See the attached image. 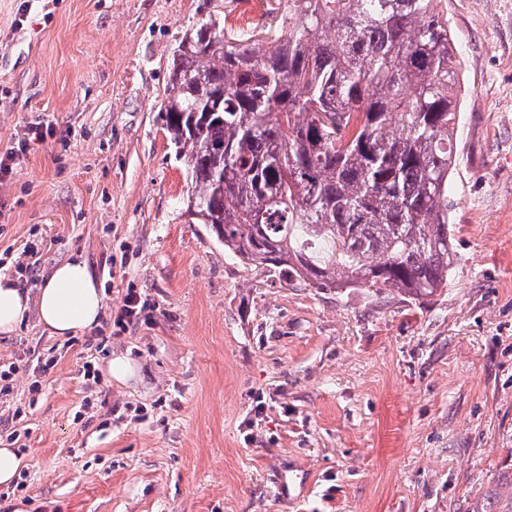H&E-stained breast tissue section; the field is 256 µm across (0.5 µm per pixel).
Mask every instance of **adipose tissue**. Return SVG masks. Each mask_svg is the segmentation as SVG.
Instances as JSON below:
<instances>
[{
  "label": "adipose tissue",
  "instance_id": "obj_1",
  "mask_svg": "<svg viewBox=\"0 0 512 512\" xmlns=\"http://www.w3.org/2000/svg\"><path fill=\"white\" fill-rule=\"evenodd\" d=\"M104 295L87 261L76 255L53 267L37 296H29L0 275V333L7 334L37 312L39 322L55 336H72L98 325Z\"/></svg>",
  "mask_w": 512,
  "mask_h": 512
}]
</instances>
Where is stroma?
I'll return each instance as SVG.
<instances>
[{"label": "stroma", "instance_id": "1", "mask_svg": "<svg viewBox=\"0 0 512 512\" xmlns=\"http://www.w3.org/2000/svg\"><path fill=\"white\" fill-rule=\"evenodd\" d=\"M439 7L456 261L419 302L255 270L188 215L161 110L204 0H0V152L43 134L0 179V275L33 296L78 252L106 315L130 283L153 307L106 343L0 334V512H512V0ZM22 464V457L14 448L4 445L0 448V483L6 484L12 481Z\"/></svg>", "mask_w": 512, "mask_h": 512}]
</instances>
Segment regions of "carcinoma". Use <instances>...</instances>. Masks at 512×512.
I'll use <instances>...</instances> for the list:
<instances>
[{
	"instance_id": "carcinoma-1",
	"label": "carcinoma",
	"mask_w": 512,
	"mask_h": 512,
	"mask_svg": "<svg viewBox=\"0 0 512 512\" xmlns=\"http://www.w3.org/2000/svg\"><path fill=\"white\" fill-rule=\"evenodd\" d=\"M173 53L162 119L224 250L318 288L423 301L454 260L458 63L439 0H286Z\"/></svg>"
}]
</instances>
